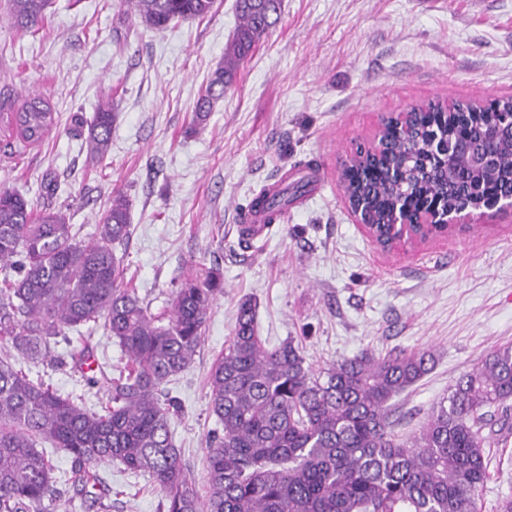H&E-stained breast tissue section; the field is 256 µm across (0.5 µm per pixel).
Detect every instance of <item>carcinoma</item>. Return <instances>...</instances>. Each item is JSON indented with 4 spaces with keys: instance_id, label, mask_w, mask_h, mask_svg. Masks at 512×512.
I'll list each match as a JSON object with an SVG mask.
<instances>
[{
    "instance_id": "1",
    "label": "carcinoma",
    "mask_w": 512,
    "mask_h": 512,
    "mask_svg": "<svg viewBox=\"0 0 512 512\" xmlns=\"http://www.w3.org/2000/svg\"><path fill=\"white\" fill-rule=\"evenodd\" d=\"M149 29L208 15L215 0H126ZM48 0H10L13 23L31 30ZM282 0H237L239 23L202 90L192 126L202 127L250 53L277 24ZM512 97L486 105L428 102L381 122L374 143L358 145L342 169L347 200L363 206L376 237L391 243L395 214L414 223L429 209L483 208L512 195ZM112 101L88 126L89 161L108 156ZM0 124L18 149L38 146L59 124L36 94L4 109ZM488 157L481 168L470 153ZM310 181L263 191L250 205L283 217ZM131 232L120 192L98 215L94 239L58 210L0 190V512H43L55 496V467L41 445L72 459L71 481L96 488V467L117 463L146 475L165 512H478L488 477L486 449L512 431V346L485 355L433 407L410 439L391 430L390 401L427 375L430 350L378 355L365 351L317 373L289 339L268 347L257 335L255 304L238 306L233 336L211 366L210 412L221 430L207 440V494L200 497L170 432L175 403L161 386L185 371L199 348L208 312L224 294L210 268L186 278L169 310L151 313L124 284L115 246ZM128 357L112 380L108 406L93 411L80 395L61 394L23 361L52 358L55 338L99 322Z\"/></svg>"
}]
</instances>
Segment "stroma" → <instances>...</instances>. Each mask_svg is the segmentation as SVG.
I'll return each instance as SVG.
<instances>
[{
	"label": "stroma",
	"instance_id": "stroma-1",
	"mask_svg": "<svg viewBox=\"0 0 512 512\" xmlns=\"http://www.w3.org/2000/svg\"><path fill=\"white\" fill-rule=\"evenodd\" d=\"M125 10L123 0H50L42 27L21 32L0 0V95L30 90L59 114L45 142L16 159L5 158L11 136L0 129V188L64 211L87 241L112 194L124 193L131 235L117 253L151 313L169 309L188 272L220 266L224 294L196 356L165 386L179 403L172 438L198 493L218 428L208 375L245 299L266 345L302 338L316 371L366 349L433 351V370L392 402L393 432L412 437L482 356L512 345V211L385 251L356 224L339 172L383 116L430 100L512 96V0H283L279 22L195 132L200 89L238 25L235 0L161 32ZM105 95L112 146L92 166L85 123ZM304 176L310 187L287 216L261 240H243L240 218L256 195ZM84 344L92 365L126 362L104 329L87 340L71 330L32 372L98 410L112 379L85 384L71 357ZM49 454L58 496L46 512H100L72 485L71 458ZM487 454L479 512H497L512 495V435ZM98 472L110 512H163L148 477L112 463Z\"/></svg>",
	"mask_w": 512,
	"mask_h": 512
}]
</instances>
